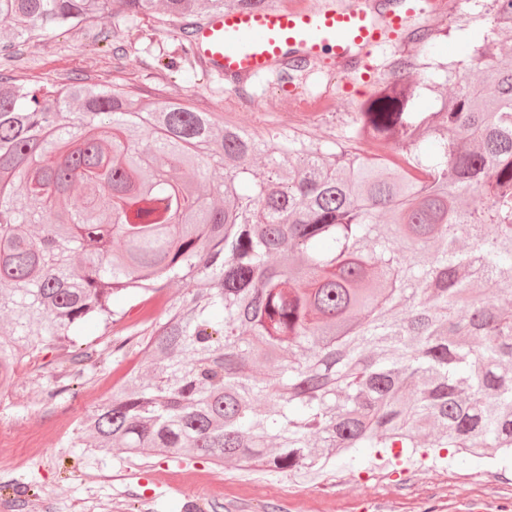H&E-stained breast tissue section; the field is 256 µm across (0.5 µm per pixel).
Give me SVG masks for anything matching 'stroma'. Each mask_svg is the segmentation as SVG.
Returning <instances> with one entry per match:
<instances>
[{
    "label": "stroma",
    "instance_id": "35a3bbf8",
    "mask_svg": "<svg viewBox=\"0 0 512 512\" xmlns=\"http://www.w3.org/2000/svg\"><path fill=\"white\" fill-rule=\"evenodd\" d=\"M412 21L432 30L429 49L397 37L385 43L366 70L353 60L337 74L331 54L313 57V67L295 82L274 75L231 83L181 58V19L164 10L103 16L58 33L34 36L14 54L0 55V79L32 87L62 86L78 79L121 84L146 108L188 102L227 125L258 137L298 134L327 143L339 138L358 105L374 91L388 65L416 57L428 76L442 81V67L457 62V75L476 74L472 45L490 28L492 0H416ZM120 30L121 50L102 40ZM173 283L159 303L118 295L112 309L120 322L89 324L75 345L25 357L12 384L0 390V503L14 512H186L187 500L205 512H512V465L476 457L374 456L363 451L331 460L323 469L241 468L193 454L135 457L84 445L80 421L109 402L114 388L137 366H147L150 329L144 315L165 318L182 297ZM83 354L84 374L73 380L72 357Z\"/></svg>",
    "mask_w": 512,
    "mask_h": 512
}]
</instances>
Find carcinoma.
Listing matches in <instances>:
<instances>
[{
    "label": "carcinoma",
    "instance_id": "carcinoma-1",
    "mask_svg": "<svg viewBox=\"0 0 512 512\" xmlns=\"http://www.w3.org/2000/svg\"><path fill=\"white\" fill-rule=\"evenodd\" d=\"M275 0H232L237 10ZM154 0H0L12 52L38 34ZM187 18L197 0H165ZM493 0L476 80L415 112L417 64H391L352 117L360 156L259 139L119 85L0 90V388L14 365L112 319V296L186 293L80 425L103 450H185L313 469L358 448L492 451L512 462V63ZM311 65L288 59L280 78ZM82 197L72 200L74 183ZM496 284L487 295L476 288Z\"/></svg>",
    "mask_w": 512,
    "mask_h": 512
}]
</instances>
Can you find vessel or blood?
Returning <instances> with one entry per match:
<instances>
[{"mask_svg": "<svg viewBox=\"0 0 512 512\" xmlns=\"http://www.w3.org/2000/svg\"><path fill=\"white\" fill-rule=\"evenodd\" d=\"M368 6V0H355L345 11L229 12L198 27L195 54L204 70L230 82L271 70L290 50L309 56L331 51L343 66L352 47L374 46L382 40Z\"/></svg>", "mask_w": 512, "mask_h": 512, "instance_id": "vessel-or-blood-1", "label": "vessel or blood"}]
</instances>
